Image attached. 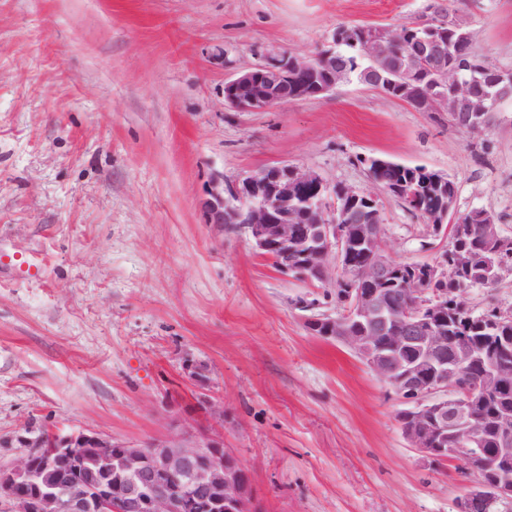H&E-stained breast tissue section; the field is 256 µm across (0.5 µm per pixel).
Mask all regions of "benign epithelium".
<instances>
[{"mask_svg":"<svg viewBox=\"0 0 512 512\" xmlns=\"http://www.w3.org/2000/svg\"><path fill=\"white\" fill-rule=\"evenodd\" d=\"M367 39L364 78L381 92L411 84L420 72L434 75L433 88L416 97L422 112L483 132L493 126L500 106L512 100V71L479 67L462 53L450 65L452 46L436 37L420 38L405 53L389 51L401 41L399 31L375 27ZM303 74L328 78L327 84L312 85L315 97L345 79L334 51L317 55L315 63L277 53L226 82L225 102L238 111L273 109L288 101V82ZM429 185L448 189L447 199L425 218L430 235L454 241L476 231L490 255L485 281L494 283L512 270L505 263L512 239L499 232L491 214H482L475 227L458 212L456 188L447 177L434 172L421 184L403 183L393 191L407 197ZM303 187L317 196L312 224L297 223L292 208ZM328 189L316 171L291 164L227 185L217 176L205 202L207 223L222 224L225 213L235 212L242 220L237 228L259 254L273 258L281 273L341 284L335 289L340 313L313 314L307 329L348 347L413 404L399 414V422L423 459L461 461L472 482L457 500L456 512H507L512 508V412L502 414L498 448L489 453L484 418L475 407L476 395L494 393L507 375L467 337L448 332L444 289L434 287L457 277L462 262H448V249L437 248L433 261L421 264L426 275L406 276L397 304L390 306L386 285L395 260L386 252L377 197L350 187L344 193L349 201L340 204ZM477 365L482 366L479 377L464 380ZM17 442L24 452L0 466L3 512H262L248 472L224 441L206 432L128 441L90 430L43 429L19 435Z\"/></svg>","mask_w":512,"mask_h":512,"instance_id":"7a95c632","label":"benign epithelium"}]
</instances>
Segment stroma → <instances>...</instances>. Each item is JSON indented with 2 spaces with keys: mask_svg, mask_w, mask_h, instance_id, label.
<instances>
[{
  "mask_svg": "<svg viewBox=\"0 0 512 512\" xmlns=\"http://www.w3.org/2000/svg\"><path fill=\"white\" fill-rule=\"evenodd\" d=\"M465 18L475 54L512 71V0H0V464L25 429L116 439L219 435L264 512H455L470 480L422 460L406 403L303 300L331 284L282 275L238 229L208 223L215 176L283 163L375 194L387 253L424 263L422 217L373 184L375 156L447 175L460 211L512 235V103L488 131L357 80L262 112L224 102L274 52L315 57L338 27ZM203 365L223 419L185 374Z\"/></svg>",
  "mask_w": 512,
  "mask_h": 512,
  "instance_id": "obj_1",
  "label": "stroma"
}]
</instances>
